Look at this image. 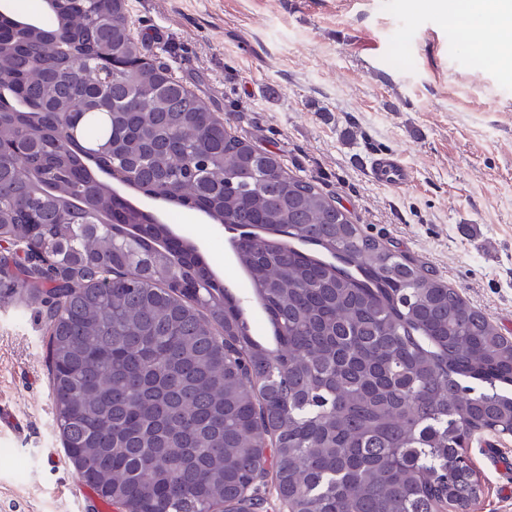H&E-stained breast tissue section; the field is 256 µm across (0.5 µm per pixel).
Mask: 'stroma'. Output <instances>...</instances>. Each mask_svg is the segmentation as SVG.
<instances>
[{
    "label": "stroma",
    "instance_id": "35a3bbf8",
    "mask_svg": "<svg viewBox=\"0 0 512 512\" xmlns=\"http://www.w3.org/2000/svg\"><path fill=\"white\" fill-rule=\"evenodd\" d=\"M131 34L227 129L272 152L400 245L512 340V62L480 16L412 0H125ZM382 156L412 174H371ZM192 241L236 295L253 336L273 332L231 246L207 215L173 212L123 185ZM48 321L27 292L0 290V512H98L55 420ZM479 484L465 512H512V436L475 437ZM377 179L387 185L404 186L410 182L409 171L398 162L385 161L378 165Z\"/></svg>",
    "mask_w": 512,
    "mask_h": 512
}]
</instances>
